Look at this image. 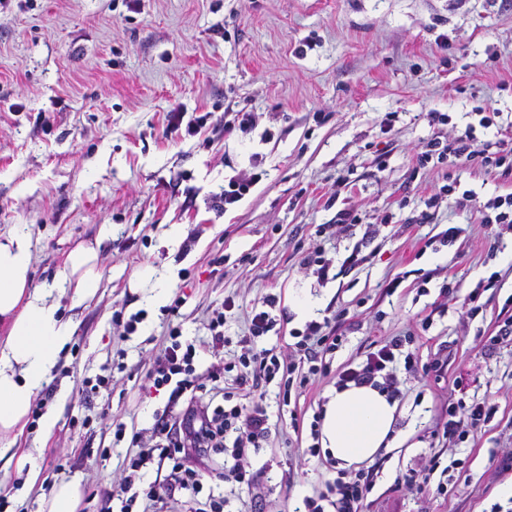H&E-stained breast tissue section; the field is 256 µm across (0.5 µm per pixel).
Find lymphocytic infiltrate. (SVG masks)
Returning a JSON list of instances; mask_svg holds the SVG:
<instances>
[{
	"mask_svg": "<svg viewBox=\"0 0 512 512\" xmlns=\"http://www.w3.org/2000/svg\"><path fill=\"white\" fill-rule=\"evenodd\" d=\"M445 161L449 166L479 169L512 182V135L499 139L496 151L479 144L473 129L449 138L437 149L422 152L419 166L431 161ZM457 204L476 210L483 224H496L512 231V192L496 195L485 201L476 200L471 191H464ZM278 298L267 295L248 314V334L241 337L242 369L232 386H222L224 363L211 364L197 370L199 351L218 354L223 349L224 313L232 309L233 300H225L215 310L209 323L211 339L204 345L184 339L180 325L169 328L161 349L154 355L147 378L149 392L166 394L163 409L155 411L154 444L144 443L140 432H127L124 423H116V441L127 440L139 452L131 464L132 472L113 490L120 501V512H133L135 501L131 490L142 473L152 474L155 487L166 491L196 489L203 476L211 475L227 482L259 485L261 474L248 470L251 452L267 444L270 436L268 416L255 396L263 384L272 382L279 371H286V386L301 388L315 384L327 371L325 354L335 351L342 342L339 332L341 315L310 321L303 330L293 331L296 348L287 359H280L267 349H256L257 338L266 335L275 325L273 311ZM406 341L393 336L373 343L365 360L343 367L336 375L337 387L347 384L372 385L389 397L400 393L393 364L402 355ZM494 407L489 401L471 406L448 405L442 437L449 445L464 441L491 418ZM373 488V474L365 470H337L318 496L306 498V512H362Z\"/></svg>",
	"mask_w": 512,
	"mask_h": 512,
	"instance_id": "1",
	"label": "lymphocytic infiltrate"
}]
</instances>
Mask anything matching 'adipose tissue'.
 Returning a JSON list of instances; mask_svg holds the SVG:
<instances>
[{"label":"adipose tissue","mask_w":512,"mask_h":512,"mask_svg":"<svg viewBox=\"0 0 512 512\" xmlns=\"http://www.w3.org/2000/svg\"><path fill=\"white\" fill-rule=\"evenodd\" d=\"M28 235L0 239V460L11 453L4 440L22 430L38 392L50 380L59 353L70 340V322L58 315L52 289L32 285ZM65 288L84 301L102 280L98 247L79 243L65 260ZM397 405L370 385H349L332 393L321 424V446L339 467L373 459L388 447Z\"/></svg>","instance_id":"adipose-tissue-1"}]
</instances>
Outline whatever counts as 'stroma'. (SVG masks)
Instances as JSON below:
<instances>
[{
    "label": "stroma",
    "mask_w": 512,
    "mask_h": 512,
    "mask_svg": "<svg viewBox=\"0 0 512 512\" xmlns=\"http://www.w3.org/2000/svg\"><path fill=\"white\" fill-rule=\"evenodd\" d=\"M176 106L210 113L201 134H166ZM481 107L495 115L490 127ZM242 109L256 113L255 128L225 132L226 115ZM469 125L489 142L512 126V0H0V234L29 235L34 286L58 289L74 325L46 387L56 426L18 435L0 465V512H44L46 483L72 479L81 512H99L135 454L113 444L111 422L151 427L161 400L143 386L169 325L208 341L212 310L233 299L230 362L248 312L269 294L288 322L260 345L278 355L291 330L341 310L360 328L326 355L327 377L290 403L266 387L270 442L250 457L260 485L203 482L224 512H301L322 490L335 462L296 442L291 416L321 414L337 370L390 336L410 337L419 368L397 370L394 441L378 454L366 512H512V469L502 468L512 456V335L488 344L512 302V234L488 257L498 227L442 194L447 164L414 167L431 140ZM255 172L249 195L214 208L229 179ZM343 207L362 219L345 235L333 226ZM104 224L112 233L102 240ZM369 224L379 231L367 240ZM451 225L457 239L435 242ZM95 240L103 279L78 304L60 291L65 258ZM358 243L365 262L344 267ZM313 250L336 279L303 268ZM481 283L483 308L467 316L464 295ZM156 285L183 297L178 316L153 304ZM299 299L310 304L302 314ZM118 310L139 315L133 333L113 324ZM439 354L447 373L424 374ZM99 377L109 385L85 401ZM450 398L497 406L455 448L437 437ZM434 454L445 466L462 460L458 494L399 486Z\"/></svg>",
    "instance_id": "1"
}]
</instances>
